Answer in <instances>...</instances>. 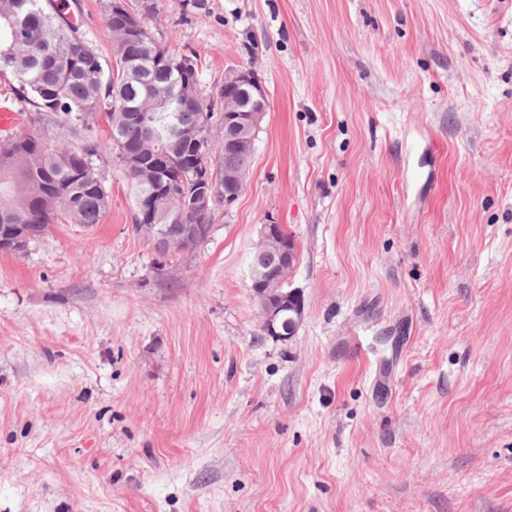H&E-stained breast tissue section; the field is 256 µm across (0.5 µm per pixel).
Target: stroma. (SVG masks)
Segmentation results:
<instances>
[{
    "label": "stroma",
    "mask_w": 512,
    "mask_h": 512,
    "mask_svg": "<svg viewBox=\"0 0 512 512\" xmlns=\"http://www.w3.org/2000/svg\"><path fill=\"white\" fill-rule=\"evenodd\" d=\"M148 25L204 94L255 67L253 164L162 267L88 121L100 223L0 253V512H512V0H161ZM269 222L287 341L249 288ZM278 225H262L250 263L249 288L258 306L264 334L277 340H289L295 336L303 321L304 304L298 291L290 289L297 264L294 239L281 224L279 228ZM278 231L289 240L280 238ZM273 251H277L281 258L278 266L273 271H262L261 268L266 265L267 255ZM285 311L284 318L288 321H282ZM288 312L292 313L291 317H288Z\"/></svg>",
    "instance_id": "obj_1"
}]
</instances>
